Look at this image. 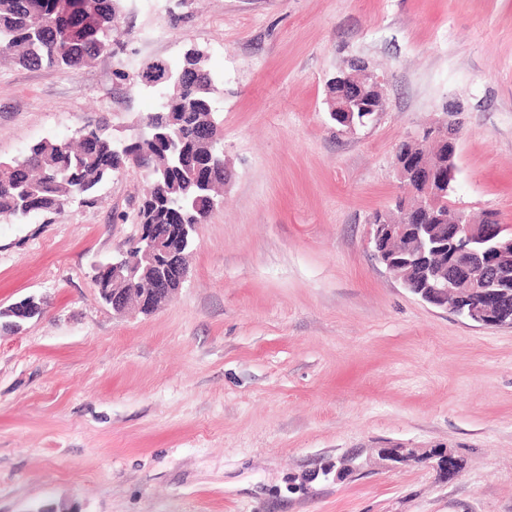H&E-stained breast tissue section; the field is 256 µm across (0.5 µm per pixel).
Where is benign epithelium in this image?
I'll use <instances>...</instances> for the list:
<instances>
[{
  "instance_id": "7a95c632",
  "label": "benign epithelium",
  "mask_w": 512,
  "mask_h": 512,
  "mask_svg": "<svg viewBox=\"0 0 512 512\" xmlns=\"http://www.w3.org/2000/svg\"><path fill=\"white\" fill-rule=\"evenodd\" d=\"M385 98L380 86H375L374 95L363 90H351L336 112V124L348 130L355 128V112H381ZM457 125L450 123L436 131L435 138L448 145V167L436 168L419 161L407 152L398 153L396 165L401 178L413 182L418 188V202L413 210L404 209L411 223L391 224L390 211L379 212L372 219L371 238L378 261L395 276H400L402 266L413 261L423 262L429 255L445 260L448 281L423 285L410 284V291L423 301L442 309H451L476 323L485 326H512V231L506 232L496 217L489 216L484 224H464L453 216L457 211L445 199L446 191L455 175V154L458 133ZM195 225L182 224L176 233H160L154 227H142L136 239L144 273L150 275L152 292L139 303L140 310L170 300L181 288L186 272L174 261L177 251L191 243ZM411 236L414 248L399 251L395 243ZM112 268V281L130 283L134 273L124 258L108 260ZM99 293L112 311L122 313L129 304V292L125 288H101ZM41 301L29 296L13 304L7 313L16 317L13 327L21 329L23 324L42 315ZM414 452L425 460H436V466L448 470L455 457L444 451L419 452L410 448H383L381 459L393 465L407 462Z\"/></svg>"
}]
</instances>
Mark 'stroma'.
Listing matches in <instances>:
<instances>
[{
  "instance_id": "obj_1",
  "label": "stroma",
  "mask_w": 512,
  "mask_h": 512,
  "mask_svg": "<svg viewBox=\"0 0 512 512\" xmlns=\"http://www.w3.org/2000/svg\"><path fill=\"white\" fill-rule=\"evenodd\" d=\"M117 27L85 67L0 64V159L92 120L137 138L156 97L115 71L196 48L230 177L149 315L91 280L139 231L141 171L0 219V309L44 307L0 331V512H512V327L422 301L368 242L398 144L448 122L451 201L512 225V0H121ZM357 57L386 109L342 132L327 82ZM43 312L44 307L41 301L37 300L34 296H29L7 309L9 315L17 318V320L12 323L16 330L21 329L27 320L41 316ZM410 452H414L418 457L422 456V459L426 461L436 459V466L442 468L447 473L448 468H450V462L456 459L445 451L419 453L417 448H383L379 451V456L382 460L388 461L393 465H398L408 462L407 456Z\"/></svg>"
}]
</instances>
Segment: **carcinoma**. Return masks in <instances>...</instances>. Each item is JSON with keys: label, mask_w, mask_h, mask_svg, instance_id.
<instances>
[{"label": "carcinoma", "mask_w": 512, "mask_h": 512, "mask_svg": "<svg viewBox=\"0 0 512 512\" xmlns=\"http://www.w3.org/2000/svg\"><path fill=\"white\" fill-rule=\"evenodd\" d=\"M109 2V13L92 16L87 0H0V57L63 72L91 64L114 44L112 16L119 0ZM207 61L203 51L193 48L177 66L154 60L131 72H116L132 86L141 85L143 75L171 73L172 79L159 83L164 90L159 111L144 117L154 127L153 139L121 145L106 125L95 123L86 126L84 139L42 140L20 157L0 159V218L61 214L77 196L89 204L104 180L134 161L152 185L138 223H205L224 185L215 177L224 165L221 144L208 150L200 137L201 130L219 127ZM172 146L190 156V167L170 168Z\"/></svg>", "instance_id": "cac0c4a2"}]
</instances>
